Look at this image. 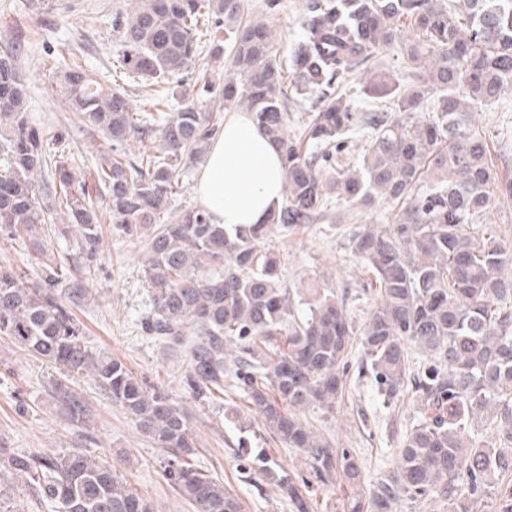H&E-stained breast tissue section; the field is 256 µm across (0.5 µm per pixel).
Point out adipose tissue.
Here are the masks:
<instances>
[{"label":"adipose tissue","mask_w":512,"mask_h":512,"mask_svg":"<svg viewBox=\"0 0 512 512\" xmlns=\"http://www.w3.org/2000/svg\"><path fill=\"white\" fill-rule=\"evenodd\" d=\"M281 153L247 112H228L197 173V205L212 223L264 224L282 199Z\"/></svg>","instance_id":"ef3b65f1"}]
</instances>
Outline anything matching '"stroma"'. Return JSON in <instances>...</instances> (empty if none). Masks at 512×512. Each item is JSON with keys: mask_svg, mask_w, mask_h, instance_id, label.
<instances>
[{"mask_svg": "<svg viewBox=\"0 0 512 512\" xmlns=\"http://www.w3.org/2000/svg\"><path fill=\"white\" fill-rule=\"evenodd\" d=\"M126 0H0V51L11 42L24 43L19 62L27 94L29 124L44 139L64 135L75 171H92L106 145L100 134L85 130L66 104L64 74L81 67L100 82L112 81L122 56L112 18ZM305 0H278L268 10L267 0H243L241 18L267 22L272 51L283 72L291 70V55L300 41ZM401 26L397 44L381 49L375 70L342 80V88L359 111L385 110L389 100L364 96L365 82L389 79L406 71L399 45L412 35ZM475 129L489 143L490 156L500 178L512 180V92L487 110L474 114ZM341 220L335 224H307L288 234H271L265 242L278 259L280 282L294 301L308 300V291L321 288L346 294L355 328L375 308L376 289L364 263L350 251L351 234L362 228L385 229L399 211L385 199L367 208L335 204ZM104 237L96 261L84 263L77 231L58 234L45 225L43 239L54 265L67 281L81 282L82 299L67 305L80 323L88 345L125 363L137 378L169 394L190 416L197 452L195 464L222 483L239 499L242 512H290L287 499L258 476L241 472L239 442H250L294 472H301L295 449L276 441L243 395L224 394L198 400L184 386L189 371L186 348L171 349L148 335L142 320L151 309L144 269L147 241L118 234L110 216H103ZM0 267L38 279L43 266L26 237L0 240ZM358 353L349 356L346 390L332 411L309 408L307 424L337 448H355L363 460L361 486L370 490L396 464L403 435L419 415L412 398L396 408L378 399L366 379L358 378ZM62 376L52 363L18 348L0 336V448L14 453L83 450L115 463L120 474L153 504L155 512H194L190 503L163 478V449L144 435L136 422L91 376L70 380V387L86 401L92 417L87 426L69 420L54 396L52 385ZM0 512H52L30 487L7 471H0Z\"/></svg>", "mask_w": 512, "mask_h": 512, "instance_id": "1", "label": "stroma"}]
</instances>
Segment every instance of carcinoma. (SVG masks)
I'll use <instances>...</instances> for the list:
<instances>
[{
  "label": "carcinoma",
  "mask_w": 512,
  "mask_h": 512,
  "mask_svg": "<svg viewBox=\"0 0 512 512\" xmlns=\"http://www.w3.org/2000/svg\"><path fill=\"white\" fill-rule=\"evenodd\" d=\"M128 2L132 7L112 19L122 62L153 86L190 70L200 37L209 35L200 75L205 102L158 120L133 111L122 89L82 68L69 70V109L110 143L85 179L70 167L62 136L52 149L29 126L16 43L0 55V233L13 237L20 228L38 239L53 220L44 199H55L93 261L102 241L96 196L108 201L117 233L146 236L152 308L143 328L187 349L185 386L195 398L226 388L241 393L273 437L304 456L306 474L299 475L240 444L244 466L281 489L293 512H315L314 490L337 483L347 489L342 512H392L402 498L432 512H478L480 505L512 512V242L493 232L477 239L463 233L499 198L512 197V181L496 177L487 140L472 126L473 112L512 90V0H305L287 84L267 23L241 21L242 0ZM403 20L416 31L401 44L412 69L402 85L370 87L374 95L398 94L397 103L359 112L340 80L377 66L379 49L395 42ZM291 97L314 107L303 140L287 133ZM237 107L251 112L282 152L283 201L267 224L229 228L199 208L173 214L181 171L204 159L220 113ZM363 127L371 141L360 164L339 163L347 133ZM131 138L152 142L153 151L132 159L118 153ZM378 197L400 205L392 228L350 238L378 288L364 326L354 329L345 297L319 288L306 315H295L264 240L301 224L334 223L330 200L357 207ZM45 271L30 282L0 270V336L68 376L94 377L167 452L164 476L195 512H241L224 485L191 462L184 409L121 361L91 350L58 297L59 274L50 265ZM356 335L365 356L359 373L386 407L407 394L421 406L396 469L367 495L355 449L333 447L301 418L310 407L336 406ZM412 345L422 352L413 364ZM55 393L71 421L90 420L72 388L60 382ZM476 425L488 440L464 441ZM1 466L25 477L55 512H153L98 456L0 448Z\"/></svg>",
  "instance_id": "obj_1"
}]
</instances>
